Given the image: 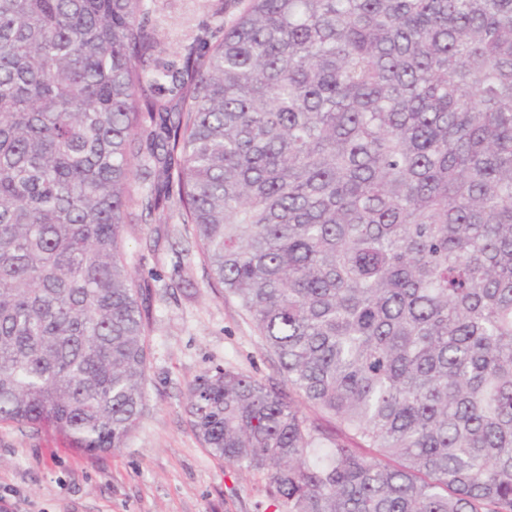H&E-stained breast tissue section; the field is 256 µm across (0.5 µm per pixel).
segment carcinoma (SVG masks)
Segmentation results:
<instances>
[{"mask_svg":"<svg viewBox=\"0 0 512 512\" xmlns=\"http://www.w3.org/2000/svg\"><path fill=\"white\" fill-rule=\"evenodd\" d=\"M148 13L0 0V423L124 447L134 203L286 373L189 384L224 466L281 512H512V0H248L179 68Z\"/></svg>","mask_w":512,"mask_h":512,"instance_id":"1","label":"carcinoma"}]
</instances>
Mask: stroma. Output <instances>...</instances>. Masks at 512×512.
I'll return each instance as SVG.
<instances>
[{
	"instance_id": "stroma-1",
	"label": "stroma",
	"mask_w": 512,
	"mask_h": 512,
	"mask_svg": "<svg viewBox=\"0 0 512 512\" xmlns=\"http://www.w3.org/2000/svg\"><path fill=\"white\" fill-rule=\"evenodd\" d=\"M242 0H152L148 24L166 60ZM192 229L169 213L124 230L127 260L149 310L146 407L124 448L88 454L51 428L0 424V508L6 512H276L264 476L225 468L203 448L184 413L187 387L215 368L282 382L250 316L212 287Z\"/></svg>"
}]
</instances>
